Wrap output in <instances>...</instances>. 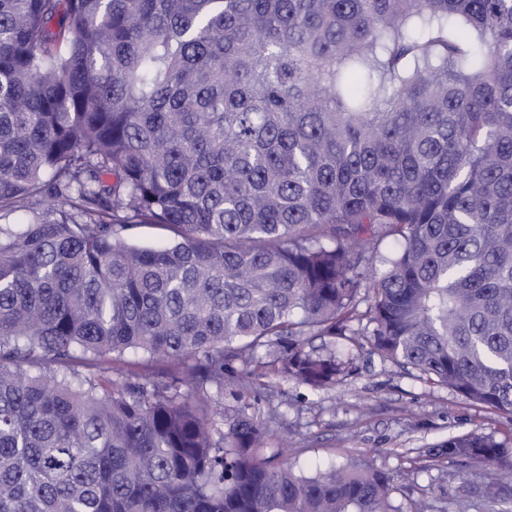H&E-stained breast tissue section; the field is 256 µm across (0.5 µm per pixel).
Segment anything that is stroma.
Masks as SVG:
<instances>
[{"label":"stroma","mask_w":512,"mask_h":512,"mask_svg":"<svg viewBox=\"0 0 512 512\" xmlns=\"http://www.w3.org/2000/svg\"><path fill=\"white\" fill-rule=\"evenodd\" d=\"M336 389L313 393L292 381L264 390L267 402L284 418L271 444L288 451L305 470L347 460L373 459L393 477L394 512H411L424 502L428 512H474L462 496L464 483L482 485L474 468L467 480L448 458L429 451L448 437L477 431L512 446V416L466 401L448 388L427 383L419 372L360 350Z\"/></svg>","instance_id":"35a3bbf8"}]
</instances>
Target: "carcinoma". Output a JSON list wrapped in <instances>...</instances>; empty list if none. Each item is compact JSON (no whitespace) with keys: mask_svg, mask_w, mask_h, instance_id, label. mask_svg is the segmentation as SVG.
Here are the masks:
<instances>
[{"mask_svg":"<svg viewBox=\"0 0 512 512\" xmlns=\"http://www.w3.org/2000/svg\"><path fill=\"white\" fill-rule=\"evenodd\" d=\"M18 211L0 512H391L373 463L270 448L261 394L343 383L305 337L349 334L512 415V0H0ZM436 448L512 471L491 434ZM168 233L159 226L144 225L131 231L130 242L145 247H159L168 242ZM127 364H122L123 369L134 375L162 376L171 372L173 364L165 361H149L141 356L127 355Z\"/></svg>","mask_w":512,"mask_h":512,"instance_id":"carcinoma-1","label":"carcinoma"}]
</instances>
